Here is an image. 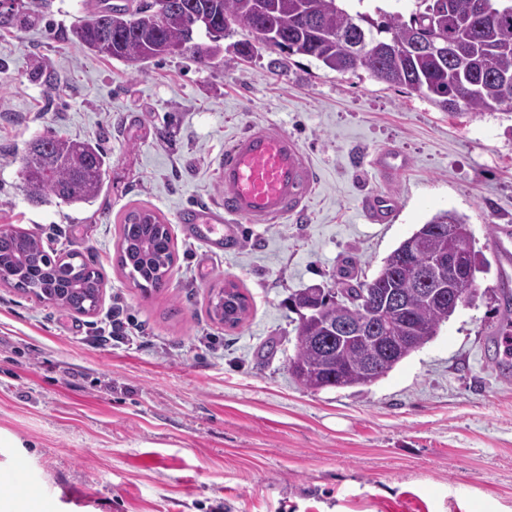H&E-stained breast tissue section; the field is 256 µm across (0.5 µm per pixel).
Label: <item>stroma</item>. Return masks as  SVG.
<instances>
[{"mask_svg": "<svg viewBox=\"0 0 512 512\" xmlns=\"http://www.w3.org/2000/svg\"><path fill=\"white\" fill-rule=\"evenodd\" d=\"M100 0H13L32 24L0 27V227L76 251L103 275L80 315L0 284V480L36 495L37 512H512V376L488 339L503 320L491 248L512 223V109L451 117L428 100L254 42L242 28L221 57L169 55L133 69L94 56L71 27ZM283 127L310 156L307 210L240 224L234 249L189 237L180 215L217 205L216 159L248 125ZM100 143L105 189L92 205L30 203L21 157L35 137ZM409 167L382 180L374 153ZM394 196L387 224L362 201ZM147 208L169 224L166 288L143 292L117 262L121 217ZM466 215L490 263L472 302L436 338L367 387L317 393L288 372V300L371 280L434 213ZM234 281L250 313L211 320L210 295Z\"/></svg>", "mask_w": 512, "mask_h": 512, "instance_id": "obj_1", "label": "stroma"}]
</instances>
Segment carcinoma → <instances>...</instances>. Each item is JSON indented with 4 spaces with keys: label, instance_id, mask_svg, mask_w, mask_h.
Instances as JSON below:
<instances>
[{
    "label": "carcinoma",
    "instance_id": "obj_1",
    "mask_svg": "<svg viewBox=\"0 0 512 512\" xmlns=\"http://www.w3.org/2000/svg\"><path fill=\"white\" fill-rule=\"evenodd\" d=\"M344 0H174L176 8L158 14L147 3L134 12L101 7L71 30L75 41L92 54L116 59L140 69L151 59L176 53L196 55L193 31L211 26L229 32L247 28L271 48L289 55L311 57L339 74L362 69L370 78L399 87L408 96L424 98L451 117L499 111L512 105L503 86L512 84V0H488L497 10L489 21L479 12L480 0H414L408 14L380 8L350 13ZM359 28L373 47L431 40L439 31L448 37V56L412 53L389 57L377 51L360 59L351 56L336 34ZM22 191L28 201L41 204L56 198L65 204L91 203L103 192L106 156L99 144L63 136H39L22 156ZM454 224L457 233L448 234ZM418 239L424 250L438 256L465 250L469 277L456 301L443 298L439 284L427 294L416 286L415 266L405 259L407 244ZM118 263L136 286L159 289L174 263V245L167 224L150 209L128 212L121 220ZM485 259L475 250L466 216L440 210L404 239L384 259L369 282H346L343 298L332 290L320 292L308 307L307 292L294 305L300 311L295 327V352L288 371L299 385L319 392L331 388L372 385L386 377L413 352L436 336L441 326L469 302L476 275ZM0 284L32 292L61 308L89 313L97 307L102 276L75 255L52 258L36 236L16 230L0 239ZM377 299L390 292L404 297V310H386L388 335L398 337L379 372L366 378L361 366L371 356L365 344H339L327 337L326 326L336 316L365 319L377 308L357 305L361 293ZM247 297L230 282L210 303L211 317L228 328L239 326L248 312Z\"/></svg>",
    "mask_w": 512,
    "mask_h": 512
}]
</instances>
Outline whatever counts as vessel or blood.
<instances>
[{
    "instance_id": "1",
    "label": "vessel or blood",
    "mask_w": 512,
    "mask_h": 512,
    "mask_svg": "<svg viewBox=\"0 0 512 512\" xmlns=\"http://www.w3.org/2000/svg\"><path fill=\"white\" fill-rule=\"evenodd\" d=\"M371 167L390 181L405 171L406 157L394 150L375 154ZM224 198L215 207L183 213V223L213 247L234 241L233 224H277L299 214L315 183L311 159L298 142L275 123L250 126L237 133L218 159ZM395 202L374 194L363 210L375 224L386 223ZM502 270L512 271V226L504 224L491 242Z\"/></svg>"
}]
</instances>
